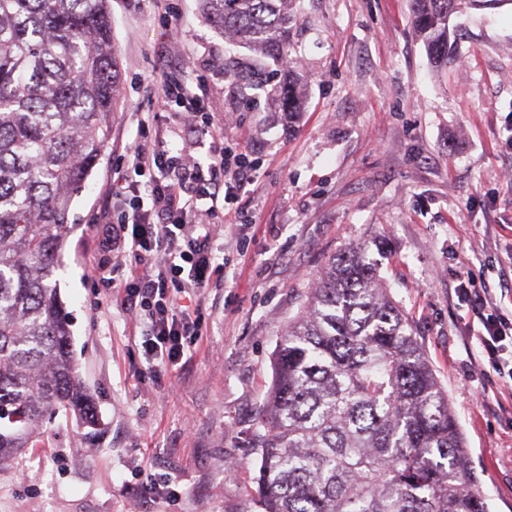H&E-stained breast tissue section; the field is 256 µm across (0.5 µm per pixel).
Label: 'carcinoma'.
<instances>
[{
	"instance_id": "carcinoma-1",
	"label": "carcinoma",
	"mask_w": 512,
	"mask_h": 512,
	"mask_svg": "<svg viewBox=\"0 0 512 512\" xmlns=\"http://www.w3.org/2000/svg\"><path fill=\"white\" fill-rule=\"evenodd\" d=\"M294 2L200 10L226 39L281 62ZM457 6L410 0L438 71L453 62ZM120 79L108 0H0V470L37 447L48 415L99 425L56 271L72 197L108 148ZM266 94L301 111L291 69ZM252 436L258 512H490L448 395L359 245L288 322Z\"/></svg>"
}]
</instances>
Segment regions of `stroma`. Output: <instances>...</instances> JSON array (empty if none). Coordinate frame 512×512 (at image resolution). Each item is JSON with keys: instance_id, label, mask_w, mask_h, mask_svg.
Returning <instances> with one entry per match:
<instances>
[{"instance_id": "stroma-1", "label": "stroma", "mask_w": 512, "mask_h": 512, "mask_svg": "<svg viewBox=\"0 0 512 512\" xmlns=\"http://www.w3.org/2000/svg\"><path fill=\"white\" fill-rule=\"evenodd\" d=\"M173 2L175 41L155 0H108L120 105L105 156L72 200L57 273L100 425L47 423L43 445L0 470V512H255L251 434L274 350L328 264L358 243L448 394L479 492L491 512H512V384L482 355L477 315L457 298L466 279L512 314V0L462 5L450 23L455 60L439 75L408 0H299L292 54L304 103L293 124L262 90L280 66L225 41L198 0ZM228 65L244 85L225 78ZM178 71L204 77L225 142L257 170L236 224L213 229L223 276L184 296L201 319L196 346L152 372L122 289L88 268L122 207L108 185L123 154L141 145L205 157L181 133L187 115L160 106ZM169 480L177 500L144 498Z\"/></svg>"}]
</instances>
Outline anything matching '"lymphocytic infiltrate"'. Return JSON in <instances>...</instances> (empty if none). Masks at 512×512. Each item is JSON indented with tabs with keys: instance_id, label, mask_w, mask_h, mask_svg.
<instances>
[{
	"instance_id": "obj_1",
	"label": "lymphocytic infiltrate",
	"mask_w": 512,
	"mask_h": 512,
	"mask_svg": "<svg viewBox=\"0 0 512 512\" xmlns=\"http://www.w3.org/2000/svg\"><path fill=\"white\" fill-rule=\"evenodd\" d=\"M206 94L204 79L190 84L170 74L162 86L161 103L182 108L192 130L206 135L214 126V116L205 107ZM208 168L223 171V192L205 188ZM163 169L164 155L157 150L137 147L124 154L110 191L123 199L125 208L105 242L113 251L134 254L137 262L132 267L99 262L91 276L105 287L123 289L122 306L147 328L142 342L146 353L174 366L183 356L185 340L198 333L196 319L181 309L178 296L186 289L205 287L210 275L222 269L214 257L213 238L204 228L217 216L219 204L239 203L256 166L246 152L228 144L211 154L209 165L185 163L177 181H160ZM459 294L465 304L482 312L478 340L491 367H511L512 319L504 317L488 290L463 288Z\"/></svg>"
}]
</instances>
